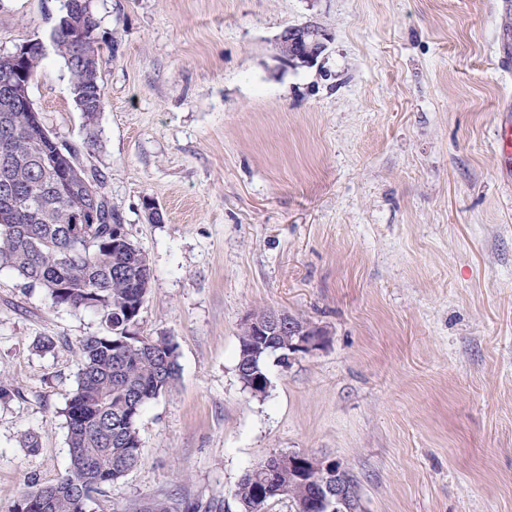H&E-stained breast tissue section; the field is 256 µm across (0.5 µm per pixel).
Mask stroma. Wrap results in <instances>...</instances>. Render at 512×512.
<instances>
[{"mask_svg": "<svg viewBox=\"0 0 512 512\" xmlns=\"http://www.w3.org/2000/svg\"><path fill=\"white\" fill-rule=\"evenodd\" d=\"M60 8L0 0V54L47 44L30 98L77 143L84 119L49 46ZM91 8L105 106L84 162L150 260L137 330L172 339L180 374L139 418L136 467L86 512H238L242 473L288 450L343 462L366 512H512V175L497 156L512 0ZM307 24L327 47L288 66L278 39ZM260 308L326 332L289 369L268 363L263 399L236 371ZM100 330L0 272V512L65 473L77 342Z\"/></svg>", "mask_w": 512, "mask_h": 512, "instance_id": "obj_1", "label": "stroma"}]
</instances>
